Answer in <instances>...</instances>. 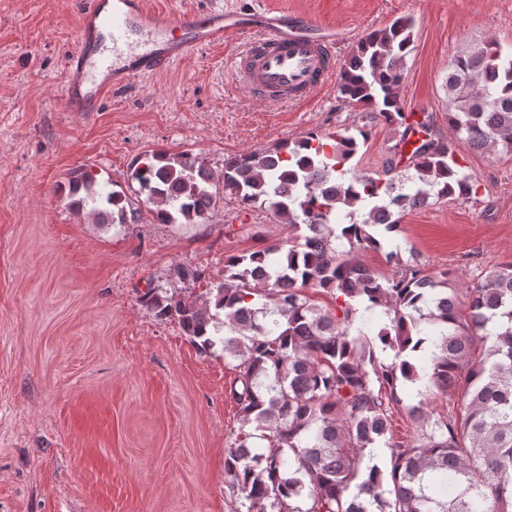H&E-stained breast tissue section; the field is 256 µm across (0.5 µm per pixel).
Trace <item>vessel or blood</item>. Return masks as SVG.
Listing matches in <instances>:
<instances>
[{
    "mask_svg": "<svg viewBox=\"0 0 512 512\" xmlns=\"http://www.w3.org/2000/svg\"><path fill=\"white\" fill-rule=\"evenodd\" d=\"M249 34L236 54L237 75L262 103L308 101L336 70V46L309 29L307 20L256 10L247 19L223 8L165 14L146 0H86L77 48L67 60L64 104L70 112H93L132 80L165 72L196 50Z\"/></svg>",
    "mask_w": 512,
    "mask_h": 512,
    "instance_id": "1",
    "label": "vessel or blood"
}]
</instances>
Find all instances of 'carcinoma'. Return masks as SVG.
<instances>
[{"label": "carcinoma", "mask_w": 512, "mask_h": 512, "mask_svg": "<svg viewBox=\"0 0 512 512\" xmlns=\"http://www.w3.org/2000/svg\"><path fill=\"white\" fill-rule=\"evenodd\" d=\"M411 32L399 18L365 34L338 80L346 103L404 127L400 144L412 150L402 170L393 158L381 175L346 167L367 132L340 128L229 157L219 175L202 157L148 151L132 162L135 203L99 189L88 168L71 172L70 208L98 224H128L142 207L158 224H194L223 200L212 191L221 182L240 206L260 203L288 225V239L225 257L224 281L203 295H141L199 351L222 345L241 422L224 472L246 512H512V264L467 287L462 310L448 272L406 265L389 243L406 211L478 194L458 148L512 153V56L490 41L454 60L456 142L446 144L398 97ZM340 204L346 223L331 220ZM366 250L392 273L364 266ZM320 291L335 309L317 304ZM360 305L378 314L376 330L352 333ZM419 381L409 408L417 436L392 445L390 404ZM456 388L460 415L431 416V400Z\"/></svg>", "instance_id": "carcinoma-1"}]
</instances>
